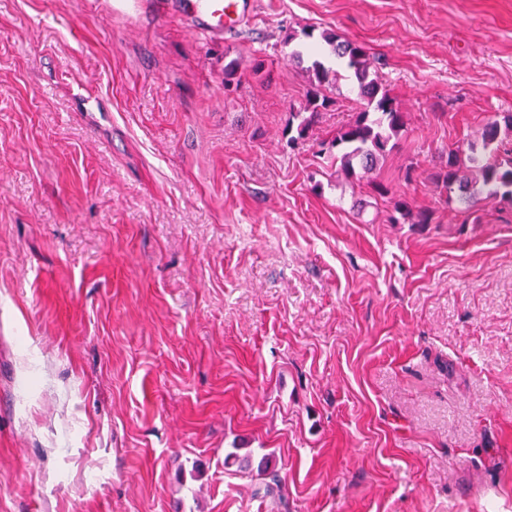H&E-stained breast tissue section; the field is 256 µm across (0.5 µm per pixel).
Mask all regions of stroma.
<instances>
[{"instance_id":"stroma-1","label":"stroma","mask_w":512,"mask_h":512,"mask_svg":"<svg viewBox=\"0 0 512 512\" xmlns=\"http://www.w3.org/2000/svg\"><path fill=\"white\" fill-rule=\"evenodd\" d=\"M112 5L0 0V512H512V208L431 180L512 113V0ZM305 29L378 58L432 223L318 157L352 81L289 145ZM117 16L134 19L151 8L177 16L187 27L205 38H224L241 30L257 12L258 0H119Z\"/></svg>"}]
</instances>
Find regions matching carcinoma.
Listing matches in <instances>:
<instances>
[{
  "mask_svg": "<svg viewBox=\"0 0 512 512\" xmlns=\"http://www.w3.org/2000/svg\"><path fill=\"white\" fill-rule=\"evenodd\" d=\"M321 39L333 45L334 53L346 60V69L353 72L359 84L361 105L350 118L336 129L329 141L330 157L339 164V171L348 180H367L372 191L393 203V209L402 218L414 224H430L433 212L427 209L413 211L408 203L395 196L392 188L368 175L376 170L386 157L389 143L406 127L403 112L395 98L374 73L375 59L368 50L351 41H341L334 33L323 32ZM342 78L316 62L312 68V82L305 95L303 111L291 114L288 131L296 134L288 140L296 144L304 139L323 111L332 104L327 89ZM299 123H294V120ZM512 137V115L504 117V125L489 121L482 133V144L469 145V152L456 149L448 152V166L434 174V180L448 193L458 192L457 201L464 211L471 209L474 199L483 195L503 205L512 206V149L504 141ZM261 472L268 476L264 492L271 494L281 487L278 465L273 455L267 454L261 463Z\"/></svg>",
  "mask_w": 512,
  "mask_h": 512,
  "instance_id": "cac0c4a2",
  "label": "carcinoma"
}]
</instances>
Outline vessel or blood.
<instances>
[{
  "mask_svg": "<svg viewBox=\"0 0 512 512\" xmlns=\"http://www.w3.org/2000/svg\"><path fill=\"white\" fill-rule=\"evenodd\" d=\"M258 6L259 0H119L115 13L133 19L152 9L178 17L192 32L214 39L241 30Z\"/></svg>",
  "mask_w": 512,
  "mask_h": 512,
  "instance_id": "1",
  "label": "vessel or blood"
}]
</instances>
